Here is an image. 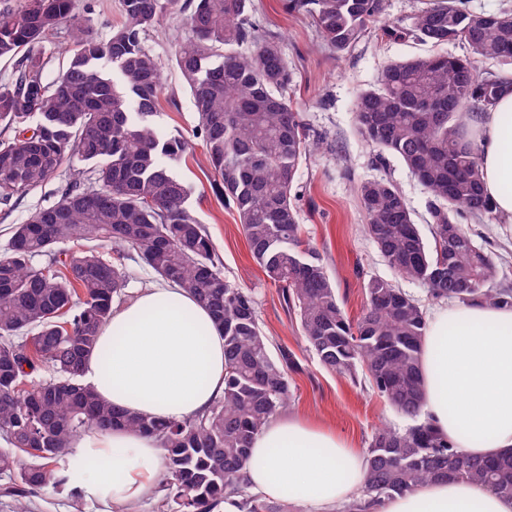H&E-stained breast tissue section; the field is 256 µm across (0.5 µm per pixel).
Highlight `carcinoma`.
<instances>
[{
	"mask_svg": "<svg viewBox=\"0 0 512 512\" xmlns=\"http://www.w3.org/2000/svg\"><path fill=\"white\" fill-rule=\"evenodd\" d=\"M285 9L310 16L340 56L372 31L383 0H286ZM175 13L184 37L173 62L198 114L213 186L233 203L252 258L281 288L320 366L354 382L364 376L412 421L404 430L372 432L365 493L386 499L446 479L512 498V449L470 456L421 421L427 319L420 302L371 277L362 314L349 318L319 252L303 242L291 191L308 136L286 97L292 72L280 41L259 33L253 0H122L123 21L105 37L75 13L74 0H23L0 11V61L16 62L0 81V125L14 132L0 139V199L59 179L74 155L86 164L14 227L0 254L5 495L29 512L26 502L40 491L68 483L67 458L79 434L126 429L165 450L155 489L162 512H216L228 490L241 496L242 512H279L247 491L243 466L254 436L288 408L301 367L287 352L272 355L254 294L226 280L211 237L187 205L191 189L174 167L191 144L157 127L164 66L143 35ZM67 23L70 57L48 83L40 48ZM380 31L433 46L458 43L466 54L392 62L357 97V129L378 159L398 157L420 181L431 217L426 239L399 189L375 179L358 188L365 230L389 265L431 297L512 307V290L498 287L494 257L460 224L464 215L493 218L464 119L487 111L502 91V77L479 63L512 61V12L476 13L443 0L408 27ZM243 45L251 50L238 51ZM70 242L84 247L63 248ZM131 250L205 305L224 336V395L201 416L157 421L101 401L82 382L99 331L124 295ZM45 367L51 376L37 378Z\"/></svg>",
	"mask_w": 512,
	"mask_h": 512,
	"instance_id": "obj_1",
	"label": "carcinoma"
}]
</instances>
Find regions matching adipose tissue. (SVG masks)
I'll list each match as a JSON object with an SVG mask.
<instances>
[{
	"mask_svg": "<svg viewBox=\"0 0 512 512\" xmlns=\"http://www.w3.org/2000/svg\"><path fill=\"white\" fill-rule=\"evenodd\" d=\"M503 81L495 105L468 117L467 127L495 221L512 226V70ZM421 371L425 416L440 438L476 456L512 448V307L436 309ZM84 379L112 406L158 420L191 419L224 392V337L194 296L155 283L114 309ZM163 469L156 439L129 430L89 431L68 457L73 488L119 506L140 498ZM243 472L260 499L337 512L361 499L366 458L334 430L284 415L255 436ZM364 512H512V499L471 483L432 481Z\"/></svg>",
	"mask_w": 512,
	"mask_h": 512,
	"instance_id": "ef3b65f1",
	"label": "adipose tissue"
}]
</instances>
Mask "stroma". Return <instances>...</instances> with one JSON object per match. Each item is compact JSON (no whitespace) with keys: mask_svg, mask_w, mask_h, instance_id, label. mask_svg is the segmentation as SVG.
Listing matches in <instances>:
<instances>
[{"mask_svg":"<svg viewBox=\"0 0 512 512\" xmlns=\"http://www.w3.org/2000/svg\"><path fill=\"white\" fill-rule=\"evenodd\" d=\"M254 5L255 20L263 31L281 37L293 72L290 99L300 112L312 147L301 160L292 195L304 238L320 253L345 312L350 318L359 317L366 305L363 283L375 276L396 283L425 309L436 307L426 287L400 278L368 238L357 189L366 180H392L423 230L429 221L427 192L400 160L390 156L378 161L355 124L357 97L377 81L382 69L395 60L432 54V46L410 39H381L371 33L338 57L324 44L310 17L287 14L282 0H254ZM182 34L178 17L171 15L146 33L144 43L165 63L166 95L156 122L164 133L184 137L193 146L192 154L175 169L192 188L188 205L211 237L225 278L255 294L260 325L272 353L288 352L303 368L293 377L289 413L325 424L354 447L367 449L376 428L403 429L409 421L388 407L368 383L355 384L322 369L281 291L252 258L236 210L212 187L196 136L197 113L178 69L170 62ZM57 188L51 182L25 197L0 202V249L5 248L15 225L53 200ZM462 224L479 246L505 266L500 285L512 289V229L470 218Z\"/></svg>","mask_w":512,"mask_h":512,"instance_id":"stroma-1","label":"stroma"}]
</instances>
